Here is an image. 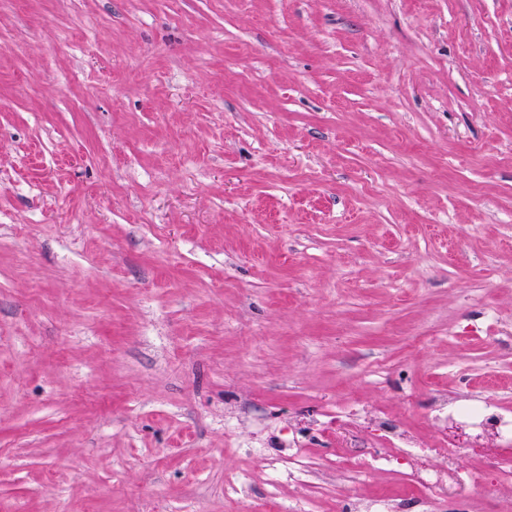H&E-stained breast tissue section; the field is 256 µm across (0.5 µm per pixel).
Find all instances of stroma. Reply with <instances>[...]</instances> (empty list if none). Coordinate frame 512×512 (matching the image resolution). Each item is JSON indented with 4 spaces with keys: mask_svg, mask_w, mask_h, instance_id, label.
Instances as JSON below:
<instances>
[{
    "mask_svg": "<svg viewBox=\"0 0 512 512\" xmlns=\"http://www.w3.org/2000/svg\"><path fill=\"white\" fill-rule=\"evenodd\" d=\"M441 392L512 404V0H0V512L398 505L321 428Z\"/></svg>",
    "mask_w": 512,
    "mask_h": 512,
    "instance_id": "1",
    "label": "stroma"
}]
</instances>
